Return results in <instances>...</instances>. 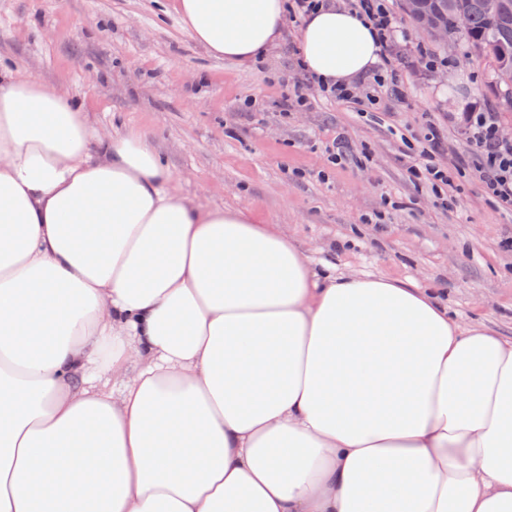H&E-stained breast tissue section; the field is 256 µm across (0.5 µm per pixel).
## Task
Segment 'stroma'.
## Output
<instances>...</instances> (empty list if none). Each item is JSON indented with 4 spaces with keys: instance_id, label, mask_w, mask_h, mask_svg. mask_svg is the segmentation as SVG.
Segmentation results:
<instances>
[{
    "instance_id": "35a3bbf8",
    "label": "stroma",
    "mask_w": 512,
    "mask_h": 512,
    "mask_svg": "<svg viewBox=\"0 0 512 512\" xmlns=\"http://www.w3.org/2000/svg\"><path fill=\"white\" fill-rule=\"evenodd\" d=\"M409 45L448 59L431 71L407 58L403 96L368 87L352 103L305 93L285 111L304 68L285 20L264 60L235 62L194 42L155 0H0V58L79 100L89 122L148 136L189 201L274 224L314 262L410 278L442 289L460 319L512 338V213L452 174L449 206L412 182L429 125L455 140L452 120L498 110L488 63L420 34L402 0H386ZM347 158L326 162L333 143Z\"/></svg>"
}]
</instances>
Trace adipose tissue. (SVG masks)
<instances>
[{"instance_id":"adipose-tissue-1","label":"adipose tissue","mask_w":512,"mask_h":512,"mask_svg":"<svg viewBox=\"0 0 512 512\" xmlns=\"http://www.w3.org/2000/svg\"><path fill=\"white\" fill-rule=\"evenodd\" d=\"M245 62L284 0H175ZM322 83L377 64L329 5ZM0 512H512V339L202 208L151 141L0 59Z\"/></svg>"}]
</instances>
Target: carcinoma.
<instances>
[{"instance_id":"cac0c4a2","label":"carcinoma","mask_w":512,"mask_h":512,"mask_svg":"<svg viewBox=\"0 0 512 512\" xmlns=\"http://www.w3.org/2000/svg\"><path fill=\"white\" fill-rule=\"evenodd\" d=\"M416 0L419 11L439 14L448 27V36L467 46L479 58L489 63L492 73L502 67H512V0ZM469 17L463 32L454 29L457 10Z\"/></svg>"}]
</instances>
